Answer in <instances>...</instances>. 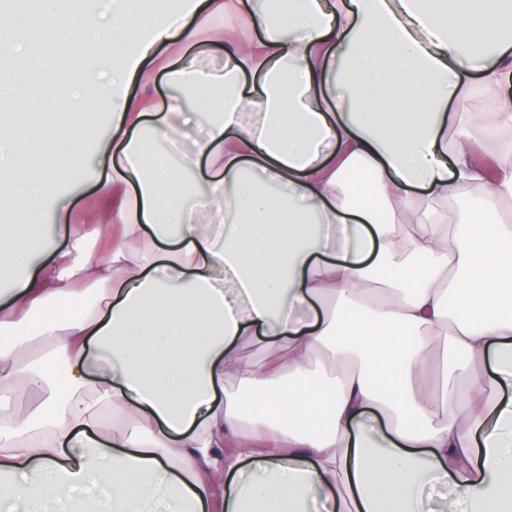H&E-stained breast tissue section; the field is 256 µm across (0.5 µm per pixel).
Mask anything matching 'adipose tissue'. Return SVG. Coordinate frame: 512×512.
I'll return each instance as SVG.
<instances>
[{
	"mask_svg": "<svg viewBox=\"0 0 512 512\" xmlns=\"http://www.w3.org/2000/svg\"><path fill=\"white\" fill-rule=\"evenodd\" d=\"M219 20L254 36L203 43ZM46 34L116 58L77 89L48 64L39 92L0 87L1 176L31 107L59 145L0 204V512H422L431 481L512 512V153L489 147L512 101L471 106L512 73V0L0 11L1 53ZM174 42L160 99L149 66ZM91 104L112 126L88 223L117 234L93 254L58 211L62 249L30 266ZM259 334L280 342L244 360Z\"/></svg>",
	"mask_w": 512,
	"mask_h": 512,
	"instance_id": "obj_1",
	"label": "adipose tissue"
}]
</instances>
